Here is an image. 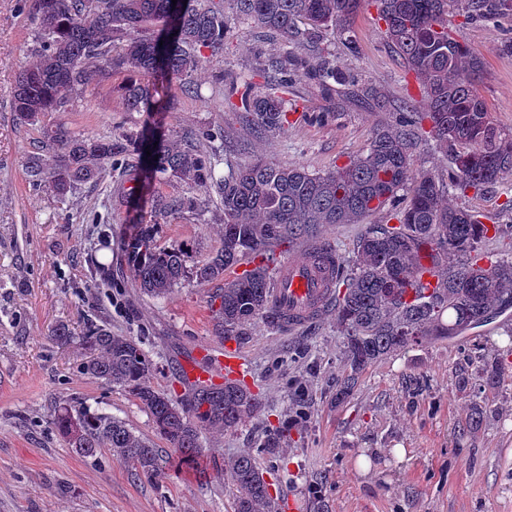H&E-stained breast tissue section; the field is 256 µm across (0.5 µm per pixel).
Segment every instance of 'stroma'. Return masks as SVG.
<instances>
[{"label":"stroma","mask_w":512,"mask_h":512,"mask_svg":"<svg viewBox=\"0 0 512 512\" xmlns=\"http://www.w3.org/2000/svg\"><path fill=\"white\" fill-rule=\"evenodd\" d=\"M448 28L480 54V92L493 120L512 134V56L499 51L512 40V22L468 24L452 15ZM350 35L353 48L338 43L334 53L356 86L331 102L301 75L294 98L305 116L280 132L260 135L239 123L216 79L221 70L253 74L285 53L280 40L245 25L227 35L223 62L192 73L197 94L160 92L164 113L126 111L116 74L51 119L82 136L207 130L241 160L261 155L325 173L364 154L377 130L396 127L404 102L423 101L375 7L356 16ZM33 40L18 0H0V512H233L237 489L224 466L245 452L277 506L293 502L295 512H512V317L389 357L342 402L336 392L347 370L335 312L290 334L259 319L237 348L236 377L261 407L237 428L205 436L206 478L173 474L156 488L108 450L85 458L70 448L50 424L54 408L66 404L104 408L151 440L156 433L135 397L80 373L79 349L51 338L57 325L78 334L92 319L135 337L154 365L151 385L178 400L190 389L183 368L207 367L224 343L211 303L216 284L191 281L156 298L136 287L126 260L130 224L150 210L153 193L180 194L185 180L169 176L133 191L116 170L63 200L49 186L33 188L26 162L39 132L20 125L10 107ZM510 197L512 173L478 196L448 194L452 205L504 227L512 226ZM156 232L160 246H182L190 264H201L224 244V214L213 207L186 213ZM500 357L498 383L482 388V364ZM475 406L484 416L472 426L467 414ZM275 427L282 445L265 447Z\"/></svg>","instance_id":"35a3bbf8"}]
</instances>
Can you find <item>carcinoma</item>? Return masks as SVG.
Here are the masks:
<instances>
[{"mask_svg":"<svg viewBox=\"0 0 512 512\" xmlns=\"http://www.w3.org/2000/svg\"><path fill=\"white\" fill-rule=\"evenodd\" d=\"M32 17L34 60L16 81L12 107L17 119L42 126V137L27 165L36 186L47 183L64 197L79 184L96 182L109 166L131 171L130 181L151 188L165 175L189 181L179 195H153L149 221L133 225L126 256L134 282L156 297L185 281L224 282L214 296L224 327L222 340L241 343L258 318L272 323L267 288L272 273L264 259L273 247L291 248L312 237L322 224H360L388 211L394 224H369L354 249L352 267L336 280V325L349 368L340 396L346 398L360 376L378 362L424 342L454 339L512 308V255L494 258L482 250L499 239L464 207L443 204V185L430 172L413 169L412 141L435 139L447 164L448 185L466 194L483 193L512 172V135L495 123L477 85L483 61L448 31L445 17L466 23L512 22L507 0H19ZM375 3L385 34L423 87L428 111L401 113L399 128L379 129L366 155L327 173L282 166L263 157L235 161L213 147L200 152L192 135L178 139L127 134L84 137L43 118L64 112L69 92H85L94 78L129 73L121 86L129 112L162 109L154 92L163 85L195 92L186 82L201 58L223 56L232 22L265 30L283 43H317L341 37L369 3ZM297 71L287 56L271 58L251 76L236 79L240 103L230 104L242 123L273 132L288 126L297 111L289 98ZM261 82H254V78ZM313 77L327 92H339L342 78L329 49L323 48ZM139 144L137 158H126L128 144ZM224 173H219V166ZM213 190L224 213V245L202 264L188 267L180 246L161 247L154 225L202 209L195 187ZM406 192L400 206L399 193ZM258 262L231 279L224 273L245 260ZM437 277L430 288L425 273ZM52 337L81 350L80 373L131 391L150 416L167 449L154 447L112 415L82 405L61 407L50 424L84 457L103 448L130 465L135 477L162 485L167 471L194 464L202 455L200 436L244 423L259 398L238 380L221 385L196 382L187 399L174 400L147 382L153 364L131 336L90 324L74 336L61 324ZM238 489L234 512H275L271 484L250 454L225 464Z\"/></svg>","mask_w":512,"mask_h":512,"instance_id":"obj_1","label":"carcinoma"}]
</instances>
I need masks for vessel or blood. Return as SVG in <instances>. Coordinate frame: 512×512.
<instances>
[{
  "label": "vessel or blood",
  "mask_w": 512,
  "mask_h": 512,
  "mask_svg": "<svg viewBox=\"0 0 512 512\" xmlns=\"http://www.w3.org/2000/svg\"><path fill=\"white\" fill-rule=\"evenodd\" d=\"M338 255L314 244L304 260L282 262L268 301L282 331L293 332L320 318L335 303Z\"/></svg>",
  "instance_id": "vessel-or-blood-1"
}]
</instances>
